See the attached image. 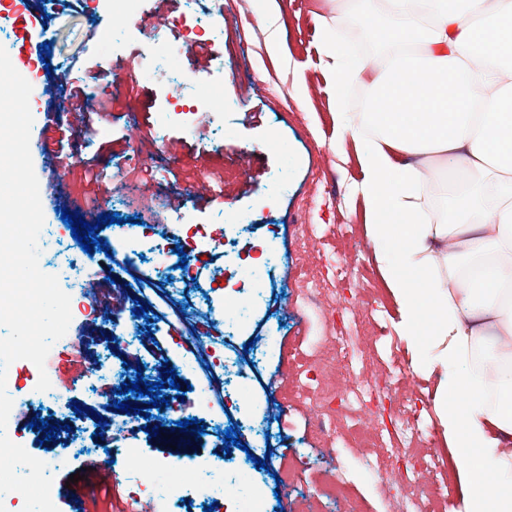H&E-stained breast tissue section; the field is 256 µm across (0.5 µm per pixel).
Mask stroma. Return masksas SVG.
I'll return each mask as SVG.
<instances>
[{"label": "stroma", "instance_id": "stroma-1", "mask_svg": "<svg viewBox=\"0 0 512 512\" xmlns=\"http://www.w3.org/2000/svg\"><path fill=\"white\" fill-rule=\"evenodd\" d=\"M212 16L209 0H142L130 21H111L94 0H30L21 12L29 27L43 26L46 40L29 39L27 54L49 63L32 89V138L71 153L70 166L33 167L42 189L45 228L42 255L80 251L61 210L74 219L119 213L140 221L154 246L138 264L127 265L118 225L95 228L103 249L80 267L60 269L59 283L72 295L95 284V306L70 323L69 336L54 346L45 368L56 396H32L28 372L15 365L16 385L7 389L25 447L41 455L65 450L71 436L84 443L80 454L54 471L52 491L59 512H95L97 469L105 465L101 422L117 412L110 395L89 396L93 372L111 376L113 386L136 376L157 382L164 367L175 369L177 389L160 391L168 404L126 393L140 414L132 428L111 434L116 448H140L160 468L194 466L238 475L259 487L267 512H399L406 486L376 480L378 451L367 437L415 410L433 440L420 466L428 489L444 481L431 458L449 463L448 443L435 412L438 376L412 372L413 345L397 330L399 314L386 288L361 222V204L351 191L361 172L353 142L337 144L334 97L324 75V30L344 24L348 4L336 0H282L278 21L283 48L268 51L266 23L245 16L248 0H222ZM208 17L211 34L204 53L189 51L167 71L191 94L203 80L221 85L224 112L201 109L187 122L169 121L170 100L159 81L149 34L181 44L179 17ZM112 37L99 50L102 30ZM83 86L89 105L111 100L110 123H89L63 108L71 85ZM98 157L103 171L94 207L73 208L85 196L83 159ZM243 220L228 243L192 258L196 281L163 264L160 251L182 245L183 224L225 223V203ZM275 260L265 264L257 285L260 298L243 330L224 332L217 311L224 302V269L236 258L263 262L266 244ZM355 276L334 274L336 258L349 245ZM316 285L317 305H308L305 283ZM143 316H136L139 303ZM333 310L334 320L323 311ZM208 328L206 337L224 356L209 367L197 342L182 335ZM359 340L365 356L351 366L336 360L341 337ZM368 387L384 383L380 403L347 409L323 398L320 389L348 380ZM39 416L58 426L53 440L31 427ZM197 419L205 431L194 448H170L163 436L176 421ZM236 429L242 444L224 449L225 432ZM265 467H258V460ZM85 477L70 482V475ZM137 486L124 473L112 483V512H226L228 499L196 491L180 501L167 495L136 499Z\"/></svg>", "mask_w": 512, "mask_h": 512}]
</instances>
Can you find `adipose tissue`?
<instances>
[{
  "label": "adipose tissue",
  "instance_id": "1",
  "mask_svg": "<svg viewBox=\"0 0 512 512\" xmlns=\"http://www.w3.org/2000/svg\"><path fill=\"white\" fill-rule=\"evenodd\" d=\"M357 2L386 29L370 112L337 114L358 145L365 235L413 371L446 377L436 410L462 512H512V0ZM325 43L341 105L364 66L337 33ZM434 154L460 175L441 184L436 223L423 207Z\"/></svg>",
  "mask_w": 512,
  "mask_h": 512
}]
</instances>
